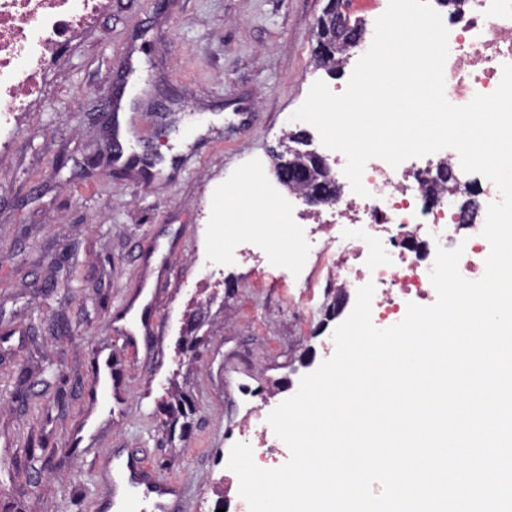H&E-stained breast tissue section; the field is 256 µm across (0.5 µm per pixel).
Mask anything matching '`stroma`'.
<instances>
[{
  "instance_id": "stroma-1",
  "label": "stroma",
  "mask_w": 512,
  "mask_h": 512,
  "mask_svg": "<svg viewBox=\"0 0 512 512\" xmlns=\"http://www.w3.org/2000/svg\"><path fill=\"white\" fill-rule=\"evenodd\" d=\"M325 0H112L52 60L0 147V512H91L95 477L127 448L197 498L222 475L243 389L286 399L330 358L331 293L284 265L225 263L235 294L189 295L188 263L224 245V191L296 128L320 71ZM131 135L114 160V129ZM146 297L148 347L115 316ZM202 337L201 356L184 349ZM119 359L125 399L92 411L95 354ZM192 405L183 435L171 404ZM94 445H74L89 422ZM55 451L42 462L44 448Z\"/></svg>"
}]
</instances>
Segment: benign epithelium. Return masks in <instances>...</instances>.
<instances>
[{"mask_svg":"<svg viewBox=\"0 0 512 512\" xmlns=\"http://www.w3.org/2000/svg\"><path fill=\"white\" fill-rule=\"evenodd\" d=\"M340 0H327L322 14L314 24V55L326 58L340 49L347 53L358 48L363 42V29L350 23L341 11ZM282 150L276 153L274 166L276 179L285 187L302 184L304 193L300 194L302 203L316 208L336 202L342 188L332 173L328 160L310 149V139L306 130L299 129L281 141ZM349 295L341 289L336 290L332 302L326 308V320L339 317L348 305Z\"/></svg>","mask_w":512,"mask_h":512,"instance_id":"1","label":"benign epithelium"}]
</instances>
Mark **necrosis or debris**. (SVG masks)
<instances>
[{
	"mask_svg": "<svg viewBox=\"0 0 512 512\" xmlns=\"http://www.w3.org/2000/svg\"><path fill=\"white\" fill-rule=\"evenodd\" d=\"M111 7V0H0V132L10 131L17 113L37 96L57 50ZM449 55L444 66L445 96L455 105L494 92L504 65L512 64V0H465L461 11L444 17ZM449 182L435 185L438 168ZM361 197L344 189L336 205L300 220L276 208L286 235L276 243L256 238L261 252L277 249L298 268L309 258L328 260L334 286L356 292L374 283L372 321L386 328L403 319L408 303L431 305L437 293L430 280L438 247L463 246L459 271L480 279L489 254L482 236L487 207L499 197L482 175L465 172L458 153L444 149L391 167L379 158L367 162ZM240 432L257 439L263 459L281 455L254 395L242 400Z\"/></svg>",
	"mask_w": 512,
	"mask_h": 512,
	"instance_id": "1",
	"label": "necrosis or debris"
}]
</instances>
